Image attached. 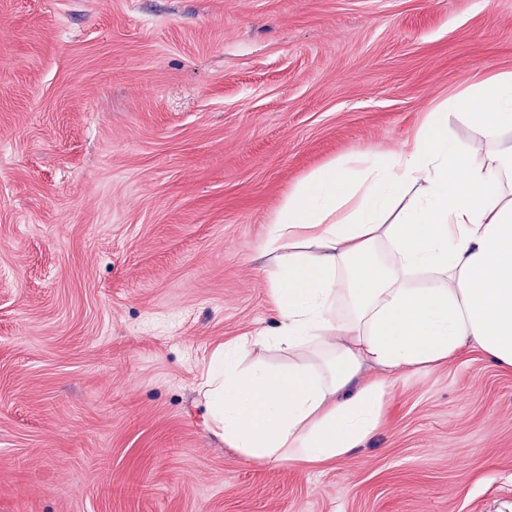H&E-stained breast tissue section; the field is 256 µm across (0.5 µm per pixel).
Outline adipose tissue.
<instances>
[{
	"instance_id": "ef3b65f1",
	"label": "adipose tissue",
	"mask_w": 512,
	"mask_h": 512,
	"mask_svg": "<svg viewBox=\"0 0 512 512\" xmlns=\"http://www.w3.org/2000/svg\"><path fill=\"white\" fill-rule=\"evenodd\" d=\"M264 250L278 329L216 349L200 385L206 428L246 460L336 461L378 428L395 371L470 346L512 370V71L432 104L397 148L309 175ZM257 348L285 364L240 369Z\"/></svg>"
}]
</instances>
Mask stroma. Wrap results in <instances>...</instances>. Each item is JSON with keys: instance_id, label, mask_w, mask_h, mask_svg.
Wrapping results in <instances>:
<instances>
[{"instance_id": "1", "label": "stroma", "mask_w": 512, "mask_h": 512, "mask_svg": "<svg viewBox=\"0 0 512 512\" xmlns=\"http://www.w3.org/2000/svg\"><path fill=\"white\" fill-rule=\"evenodd\" d=\"M501 71L512 0H0V512H512L479 348L322 466L241 458L199 394L277 325L288 191Z\"/></svg>"}]
</instances>
